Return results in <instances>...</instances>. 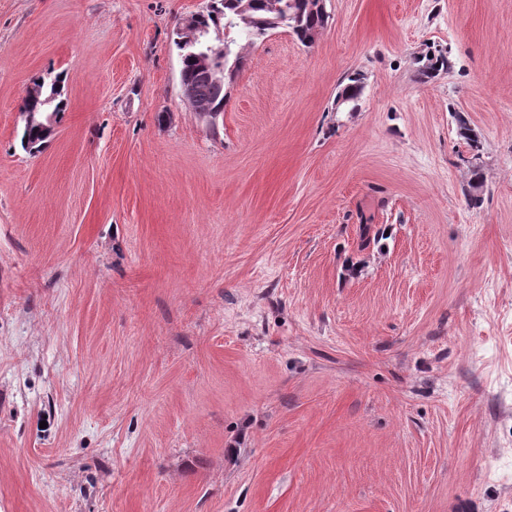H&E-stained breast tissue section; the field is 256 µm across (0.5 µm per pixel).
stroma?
<instances>
[{
  "mask_svg": "<svg viewBox=\"0 0 512 512\" xmlns=\"http://www.w3.org/2000/svg\"><path fill=\"white\" fill-rule=\"evenodd\" d=\"M207 3L0 0V512H512V0H326L214 126ZM363 78L360 74L356 73L348 77V83L343 86L336 96L337 101L342 100L341 106H344L348 111L355 112L359 107V100L363 91ZM338 101V104H340ZM63 99H61V85L60 79H56L53 84L46 82L42 87V91L39 95H31L23 99L22 114L25 112H38L37 115H41L45 112H51L56 115V121L58 116L63 111ZM23 122L20 135L21 148L28 153H34L41 147H44L51 134L48 130H43L37 126H30L24 120Z\"/></svg>",
  "mask_w": 512,
  "mask_h": 512,
  "instance_id": "stroma-1",
  "label": "stroma"
}]
</instances>
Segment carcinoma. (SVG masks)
Masks as SVG:
<instances>
[{"label": "carcinoma", "instance_id": "obj_1", "mask_svg": "<svg viewBox=\"0 0 512 512\" xmlns=\"http://www.w3.org/2000/svg\"><path fill=\"white\" fill-rule=\"evenodd\" d=\"M216 7L203 12L204 24L215 28L220 26L228 32L235 33L232 38H224V45L229 48L226 66L241 68L246 60V51L264 40L273 31L267 18L277 17L294 37L305 43V39L316 29H324L329 14L313 10L307 0H251L250 8L241 12L242 0H212ZM180 63V82L194 90L192 110L201 117H218L224 112L228 93L225 87L214 84L206 71L200 69L194 60V50L184 49L179 42H174ZM363 91L360 74L348 77V83L336 96L348 111L355 112ZM63 111L60 82H47L39 95L23 99L22 112H51L60 115ZM457 136L464 140L474 152H479V137L464 115L455 114ZM50 133L37 126L23 124L20 135L21 148L34 153L44 146Z\"/></svg>", "mask_w": 512, "mask_h": 512}]
</instances>
